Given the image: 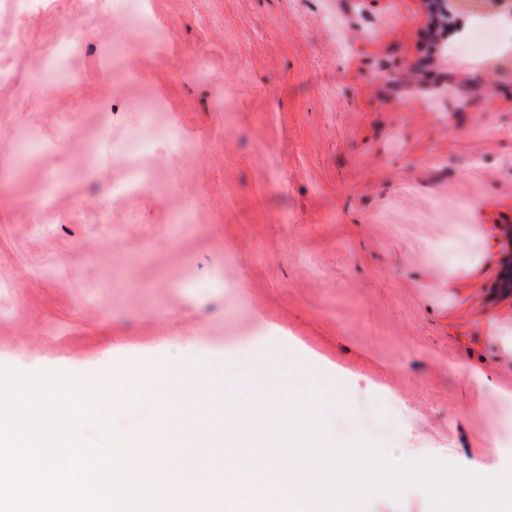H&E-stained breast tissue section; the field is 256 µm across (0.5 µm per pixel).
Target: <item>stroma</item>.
Listing matches in <instances>:
<instances>
[{
    "mask_svg": "<svg viewBox=\"0 0 512 512\" xmlns=\"http://www.w3.org/2000/svg\"><path fill=\"white\" fill-rule=\"evenodd\" d=\"M86 2L0 16V367L148 377L168 400L176 358L216 370L258 349L342 396L337 430L503 471L512 84L452 106L431 78L387 85L382 64L429 56L459 79L479 66L430 41L424 0H149L171 30L167 65L131 49L103 67L127 28L103 16L71 62L80 89L34 80ZM156 99L154 127L192 147L140 157L151 186L113 201L126 164L97 150L102 125L124 139ZM45 193L42 223H21V203Z\"/></svg>",
    "mask_w": 512,
    "mask_h": 512,
    "instance_id": "obj_1",
    "label": "stroma"
}]
</instances>
